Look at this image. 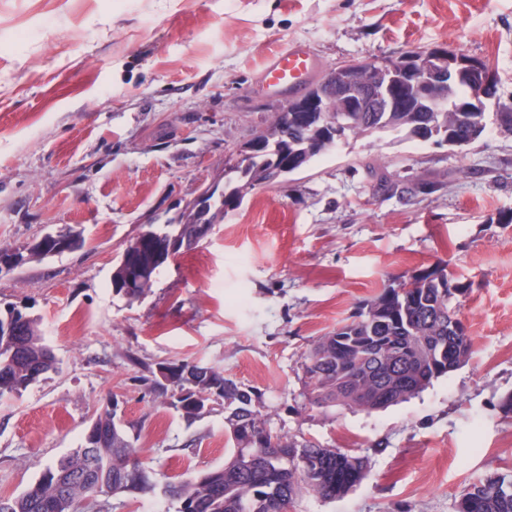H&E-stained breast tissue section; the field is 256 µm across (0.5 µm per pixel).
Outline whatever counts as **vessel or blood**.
I'll return each mask as SVG.
<instances>
[{
    "instance_id": "vessel-or-blood-1",
    "label": "vessel or blood",
    "mask_w": 512,
    "mask_h": 512,
    "mask_svg": "<svg viewBox=\"0 0 512 512\" xmlns=\"http://www.w3.org/2000/svg\"><path fill=\"white\" fill-rule=\"evenodd\" d=\"M318 68V61L310 49L301 42L272 55L258 73L265 87L281 94L301 90Z\"/></svg>"
}]
</instances>
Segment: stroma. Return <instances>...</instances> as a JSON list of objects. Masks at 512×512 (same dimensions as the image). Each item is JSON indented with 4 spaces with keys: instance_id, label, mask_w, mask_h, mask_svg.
Here are the masks:
<instances>
[{
    "instance_id": "obj_1",
    "label": "stroma",
    "mask_w": 512,
    "mask_h": 512,
    "mask_svg": "<svg viewBox=\"0 0 512 512\" xmlns=\"http://www.w3.org/2000/svg\"><path fill=\"white\" fill-rule=\"evenodd\" d=\"M295 40L320 71L436 46L491 62L512 101V0H0V246L81 231L80 248L0 272V307L39 318L57 371L0 399V495L27 489L78 448L111 402L162 481L223 466V413L187 423L150 368L195 363L252 389L270 427L367 457L347 495L291 512H458L464 489L512 472V138L464 152L349 140L249 192L146 295L112 290L126 243L165 224L224 170L287 98L257 75ZM440 182L405 198L378 176ZM472 283L466 362L381 411L322 409L302 364L387 284L437 261ZM82 512H176L116 496Z\"/></svg>"
}]
</instances>
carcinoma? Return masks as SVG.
Segmentation results:
<instances>
[{
	"instance_id": "1",
	"label": "carcinoma",
	"mask_w": 512,
	"mask_h": 512,
	"mask_svg": "<svg viewBox=\"0 0 512 512\" xmlns=\"http://www.w3.org/2000/svg\"><path fill=\"white\" fill-rule=\"evenodd\" d=\"M425 53L413 55L402 76L405 96H413V81ZM330 82L336 93V134L326 132L318 117L306 119L300 101L312 89ZM473 85L462 77L454 82L448 105L472 102ZM335 82V70L314 77L304 91L271 113L255 134L259 153L245 169H224V200H215L199 214L187 205L182 215L158 231L137 236L112 273V288L129 299L150 290L159 269L177 242L185 252L196 249L197 226L221 224L237 208V197L268 182L276 158L288 155V173L299 172L349 138L391 136L396 140L431 141L464 150L481 140L490 127L512 136V104L499 112H351ZM472 284L448 277V264L438 262L398 283L384 286L357 315L322 337L303 363L310 404L320 408L346 406L376 411L373 393L389 391L387 404L397 405L418 395L433 380L455 371L452 342L471 345L461 308ZM13 310L0 308V399L21 395L43 374L57 368L44 343L38 318L27 315L19 333L8 330ZM155 391L189 424L211 405L224 406V425L234 448L224 465L166 484L165 496L176 512H290L303 490L326 499L341 498L364 478L367 458L341 453L320 444L277 433L255 409L253 393L224 372L194 363H168L151 379ZM112 439L94 448L101 478L112 484V495L150 493L144 475L151 474L136 447L137 438L115 420L113 410L96 416ZM97 498L94 484L58 477L55 466L45 469L25 491L11 496L10 512H78V505ZM458 512H512V474H496L471 486L461 496Z\"/></svg>"
}]
</instances>
